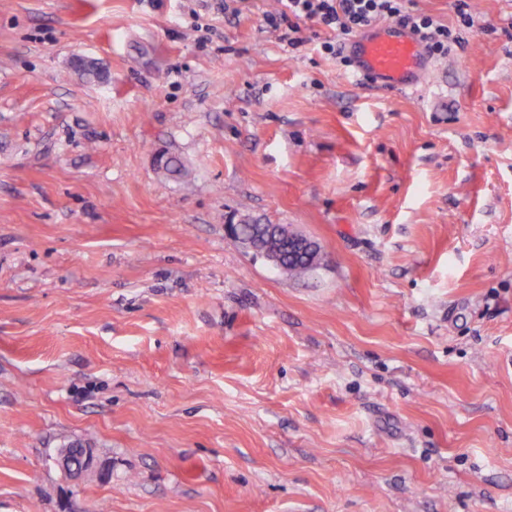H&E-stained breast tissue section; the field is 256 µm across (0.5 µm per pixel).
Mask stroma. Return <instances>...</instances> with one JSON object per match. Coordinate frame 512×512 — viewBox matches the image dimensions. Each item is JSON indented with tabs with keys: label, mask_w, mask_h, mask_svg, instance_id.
Here are the masks:
<instances>
[{
	"label": "stroma",
	"mask_w": 512,
	"mask_h": 512,
	"mask_svg": "<svg viewBox=\"0 0 512 512\" xmlns=\"http://www.w3.org/2000/svg\"><path fill=\"white\" fill-rule=\"evenodd\" d=\"M271 3L0 0V512H512V0L414 94ZM241 233L237 240L247 245L257 254L264 250L278 253L280 257V270L288 273L290 276H301L314 269L312 263L298 251L288 250V242L277 235H265L258 237V224H251L248 220L240 222Z\"/></svg>",
	"instance_id": "stroma-1"
}]
</instances>
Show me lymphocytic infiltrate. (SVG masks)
Masks as SVG:
<instances>
[{"instance_id":"lymphocytic-infiltrate-1","label":"lymphocytic infiltrate","mask_w":512,"mask_h":512,"mask_svg":"<svg viewBox=\"0 0 512 512\" xmlns=\"http://www.w3.org/2000/svg\"><path fill=\"white\" fill-rule=\"evenodd\" d=\"M455 26L439 23L434 16L415 8L413 0H276L273 10L264 12L263 21L288 47L303 46L301 20L319 28V50L345 67L352 59L344 52L346 37L361 33L382 19L393 20L408 28L423 44L429 56L447 57L462 46L466 30L474 25L467 0H456Z\"/></svg>"}]
</instances>
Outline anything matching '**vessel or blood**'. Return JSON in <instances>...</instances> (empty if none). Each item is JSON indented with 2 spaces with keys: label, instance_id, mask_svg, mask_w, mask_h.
I'll use <instances>...</instances> for the list:
<instances>
[{
  "label": "vessel or blood",
  "instance_id": "b4317fda",
  "mask_svg": "<svg viewBox=\"0 0 512 512\" xmlns=\"http://www.w3.org/2000/svg\"><path fill=\"white\" fill-rule=\"evenodd\" d=\"M356 75L375 83L412 91L432 71L433 63L413 34L401 26L383 22L370 27L348 45Z\"/></svg>",
  "mask_w": 512,
  "mask_h": 512
}]
</instances>
